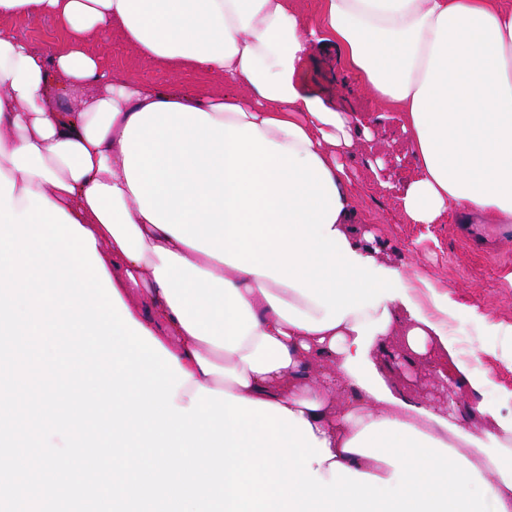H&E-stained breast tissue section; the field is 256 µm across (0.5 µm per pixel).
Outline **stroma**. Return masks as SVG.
I'll use <instances>...</instances> for the list:
<instances>
[{
  "label": "stroma",
  "instance_id": "35a3bbf8",
  "mask_svg": "<svg viewBox=\"0 0 512 512\" xmlns=\"http://www.w3.org/2000/svg\"><path fill=\"white\" fill-rule=\"evenodd\" d=\"M84 48L107 69L131 78L175 83L187 89L196 81L192 74L171 70L142 57L109 33L88 38ZM341 70L335 50H317L301 64L297 79L308 92L351 111L368 110L374 118L373 140L359 143L349 165L354 172L356 204L369 220V231L377 238L378 257L404 273L431 280L463 305L457 326L463 331H474V343L482 350L477 367L488 374L481 398L485 403L499 406L502 413L512 412V369L494 355L503 339L488 334L468 313L474 307L494 321L512 324V241L504 239L481 250L464 241L455 225L401 223L395 197L380 189L370 171L371 165L380 160L386 165V176L392 180L407 176V168L394 162L402 140L401 129L391 113L378 109L368 95L343 88ZM386 381L416 400L444 402L451 398L462 411L471 402L466 385H457L447 392L439 390L426 365H391L386 371Z\"/></svg>",
  "mask_w": 512,
  "mask_h": 512
}]
</instances>
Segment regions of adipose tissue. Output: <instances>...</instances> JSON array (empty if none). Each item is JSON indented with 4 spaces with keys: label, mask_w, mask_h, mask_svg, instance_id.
Instances as JSON below:
<instances>
[{
    "label": "adipose tissue",
    "mask_w": 512,
    "mask_h": 512,
    "mask_svg": "<svg viewBox=\"0 0 512 512\" xmlns=\"http://www.w3.org/2000/svg\"><path fill=\"white\" fill-rule=\"evenodd\" d=\"M0 0V173L13 208L34 192L90 231L133 320L198 387L309 421L331 464L390 479L345 445L397 421L463 455L512 512V413L485 403L497 453L456 403L395 394L382 376L398 334L407 361L438 349L436 375L488 381L448 331L461 306L381 263L361 233L343 162L363 112L305 92L313 45L345 56V84L396 113L414 177L379 179L407 224L512 223V0ZM52 16L69 32L37 47L5 17ZM115 32L140 55L220 79L185 92L131 81L87 53Z\"/></svg>",
    "instance_id": "1"
}]
</instances>
